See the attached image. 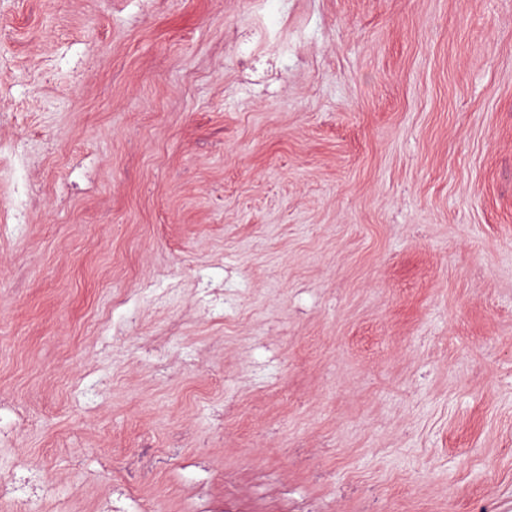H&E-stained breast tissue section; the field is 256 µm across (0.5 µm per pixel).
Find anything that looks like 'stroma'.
<instances>
[{
	"label": "stroma",
	"instance_id": "35a3bbf8",
	"mask_svg": "<svg viewBox=\"0 0 512 512\" xmlns=\"http://www.w3.org/2000/svg\"><path fill=\"white\" fill-rule=\"evenodd\" d=\"M18 457L33 512H512V0H0ZM249 39L250 42L255 39L256 45H266L270 56H277L284 51H288V41L281 40L275 29H269L264 25L257 26Z\"/></svg>",
	"mask_w": 512,
	"mask_h": 512
}]
</instances>
